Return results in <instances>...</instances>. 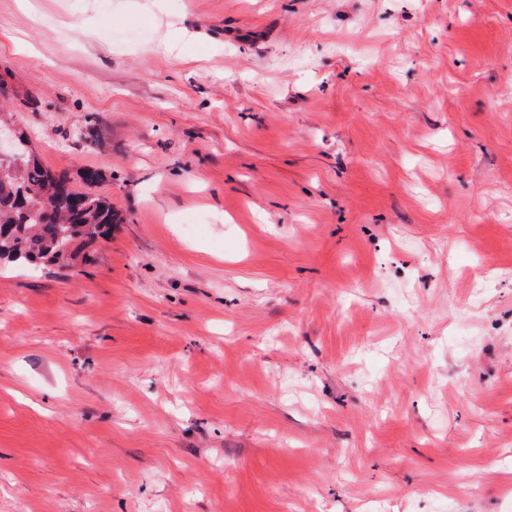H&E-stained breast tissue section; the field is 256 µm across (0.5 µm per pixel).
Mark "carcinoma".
I'll return each mask as SVG.
<instances>
[{
	"label": "carcinoma",
	"mask_w": 512,
	"mask_h": 512,
	"mask_svg": "<svg viewBox=\"0 0 512 512\" xmlns=\"http://www.w3.org/2000/svg\"><path fill=\"white\" fill-rule=\"evenodd\" d=\"M23 164L0 174V261L69 267L91 261L89 247L120 216L100 196L78 192L44 166L17 137Z\"/></svg>",
	"instance_id": "cac0c4a2"
}]
</instances>
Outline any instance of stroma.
Instances as JSON below:
<instances>
[{
    "mask_svg": "<svg viewBox=\"0 0 512 512\" xmlns=\"http://www.w3.org/2000/svg\"><path fill=\"white\" fill-rule=\"evenodd\" d=\"M0 102L123 216L0 264V512H512V0H0Z\"/></svg>",
    "mask_w": 512,
    "mask_h": 512,
    "instance_id": "1",
    "label": "stroma"
}]
</instances>
